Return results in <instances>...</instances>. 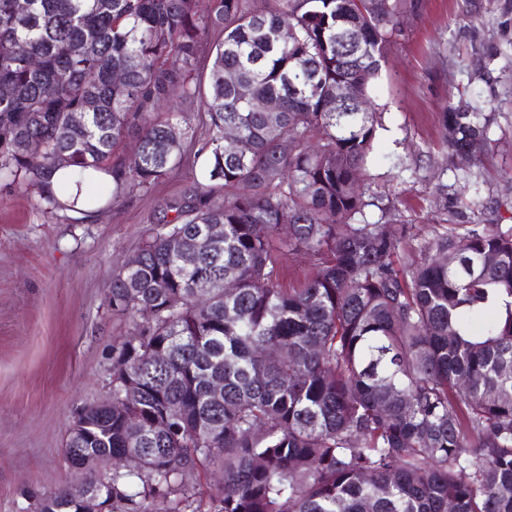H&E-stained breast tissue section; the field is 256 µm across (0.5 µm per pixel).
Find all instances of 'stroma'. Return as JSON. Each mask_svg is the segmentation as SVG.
Returning <instances> with one entry per match:
<instances>
[{
  "mask_svg": "<svg viewBox=\"0 0 512 512\" xmlns=\"http://www.w3.org/2000/svg\"><path fill=\"white\" fill-rule=\"evenodd\" d=\"M371 90L382 114L368 163L369 221L411 228L413 247L451 224H512V0H423ZM495 113L480 163H449V97ZM175 171L149 198L116 203L91 184L94 216L49 213L0 179V512H33L74 480L62 452L82 408L112 393V347L132 319L105 301L165 202L200 179Z\"/></svg>",
  "mask_w": 512,
  "mask_h": 512,
  "instance_id": "35a3bbf8",
  "label": "stroma"
}]
</instances>
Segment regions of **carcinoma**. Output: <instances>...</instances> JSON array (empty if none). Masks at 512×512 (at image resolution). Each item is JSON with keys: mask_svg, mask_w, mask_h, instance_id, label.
<instances>
[{"mask_svg": "<svg viewBox=\"0 0 512 512\" xmlns=\"http://www.w3.org/2000/svg\"><path fill=\"white\" fill-rule=\"evenodd\" d=\"M420 5L0 0V177L54 212L61 155L74 179L105 171L114 202L204 158V181L144 231L138 265L112 273V314L140 318L112 350L123 408H83L65 448L69 462L112 456V472L34 512H79L91 491L110 512H512V226L453 224L401 259L409 227L368 222L374 202L354 186L381 122L371 88L399 16ZM260 98L279 111H253ZM492 124L448 104L449 154L486 152ZM282 231L312 269L297 288L281 282ZM485 312L495 319L476 334L468 319ZM171 405L181 418L154 432ZM216 471L222 487L203 489Z\"/></svg>", "mask_w": 512, "mask_h": 512, "instance_id": "obj_1", "label": "carcinoma"}]
</instances>
